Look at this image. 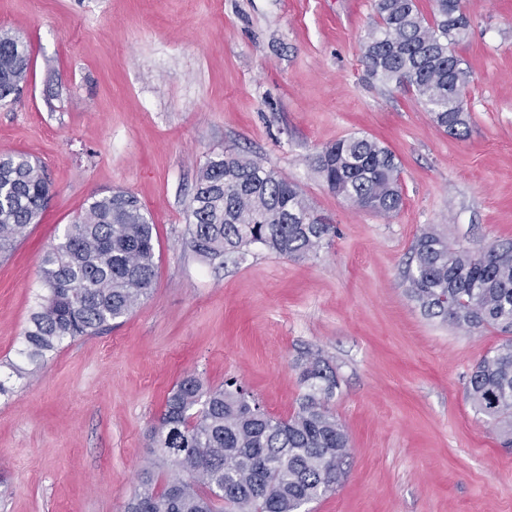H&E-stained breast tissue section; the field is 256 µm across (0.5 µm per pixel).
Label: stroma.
<instances>
[{
    "label": "stroma",
    "mask_w": 512,
    "mask_h": 512,
    "mask_svg": "<svg viewBox=\"0 0 512 512\" xmlns=\"http://www.w3.org/2000/svg\"><path fill=\"white\" fill-rule=\"evenodd\" d=\"M462 6L473 122L458 137L369 76L374 0H0V31L31 53L0 107V155L40 160L51 182L40 222L0 258V512H122L176 382L233 376L285 418L310 352L336 372L329 406L350 438L348 473L313 512H512V448L466 393L504 335L428 317L405 280L427 228L472 250L512 240V0ZM351 135L395 154L398 212L353 208L317 173ZM227 150L299 186L336 225L331 243L305 260L259 245L198 256L187 207ZM117 189L156 226L147 297L16 376L42 254Z\"/></svg>",
    "instance_id": "1"
}]
</instances>
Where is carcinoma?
Listing matches in <instances>:
<instances>
[{
  "label": "carcinoma",
  "mask_w": 512,
  "mask_h": 512,
  "mask_svg": "<svg viewBox=\"0 0 512 512\" xmlns=\"http://www.w3.org/2000/svg\"><path fill=\"white\" fill-rule=\"evenodd\" d=\"M374 0L364 38L370 75L413 93L436 126L462 136L471 120L470 82L453 47L469 29L460 0ZM31 67L27 45L0 32V107L16 102ZM315 165L328 189L358 209L400 210V169L379 141L359 136L323 148ZM50 193L42 164L0 157V257L39 223ZM191 246L201 257L238 254L260 244L284 257L318 254L336 233L298 186L273 168L231 150L199 171L189 206ZM154 225L137 198L115 191L93 200L41 257L45 294L24 331L19 355L44 364L66 340L100 334L141 303L155 276ZM407 292L423 312L467 332H512V243L451 248L433 228L412 247ZM305 391L286 419L270 415L238 380L216 388L184 376L150 429V456L124 512H303L347 473L349 436L328 407L337 386L319 354L301 364ZM467 396L512 447V338L471 372Z\"/></svg>",
  "instance_id": "carcinoma-1"
}]
</instances>
